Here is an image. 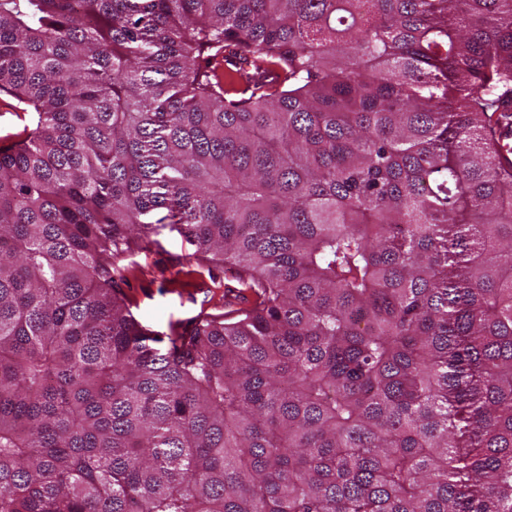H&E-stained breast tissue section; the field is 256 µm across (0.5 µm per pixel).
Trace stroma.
Here are the masks:
<instances>
[{"label": "stroma", "instance_id": "obj_1", "mask_svg": "<svg viewBox=\"0 0 512 512\" xmlns=\"http://www.w3.org/2000/svg\"><path fill=\"white\" fill-rule=\"evenodd\" d=\"M194 251L173 225L154 224L133 258L121 290L135 319L153 335L182 332L197 314L223 304L225 285L238 283L233 270L199 265Z\"/></svg>", "mask_w": 512, "mask_h": 512}]
</instances>
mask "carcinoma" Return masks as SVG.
<instances>
[{
    "label": "carcinoma",
    "mask_w": 512,
    "mask_h": 512,
    "mask_svg": "<svg viewBox=\"0 0 512 512\" xmlns=\"http://www.w3.org/2000/svg\"><path fill=\"white\" fill-rule=\"evenodd\" d=\"M0 96V512H512V0H0ZM147 235L143 249L130 260L134 263L128 266L127 282L120 283L135 319L166 342L202 310L224 312V285L240 288L236 273L225 267L208 271L207 266L197 264L195 246L187 243L173 224H151ZM193 270L194 274L185 275ZM201 281L213 291L198 293ZM230 285L226 301L235 303L237 291ZM216 305L220 311L214 309Z\"/></svg>",
    "instance_id": "cac0c4a2"
}]
</instances>
